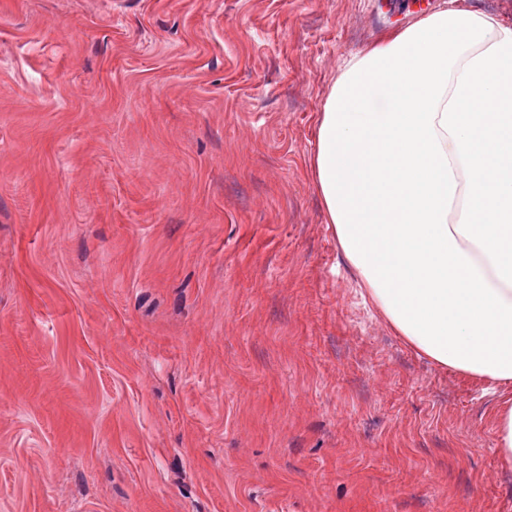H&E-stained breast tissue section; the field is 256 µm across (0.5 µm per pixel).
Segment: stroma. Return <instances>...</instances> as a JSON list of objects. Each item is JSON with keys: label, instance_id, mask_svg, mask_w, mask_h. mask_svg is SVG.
<instances>
[{"label": "stroma", "instance_id": "1", "mask_svg": "<svg viewBox=\"0 0 512 512\" xmlns=\"http://www.w3.org/2000/svg\"><path fill=\"white\" fill-rule=\"evenodd\" d=\"M445 0H0V512H512L494 396L363 302L309 166Z\"/></svg>", "mask_w": 512, "mask_h": 512}]
</instances>
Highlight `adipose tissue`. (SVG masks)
Wrapping results in <instances>:
<instances>
[{
	"label": "adipose tissue",
	"mask_w": 512,
	"mask_h": 512,
	"mask_svg": "<svg viewBox=\"0 0 512 512\" xmlns=\"http://www.w3.org/2000/svg\"><path fill=\"white\" fill-rule=\"evenodd\" d=\"M311 178L364 303L498 396L512 466V29L452 5L353 55L318 116Z\"/></svg>",
	"instance_id": "adipose-tissue-1"
}]
</instances>
